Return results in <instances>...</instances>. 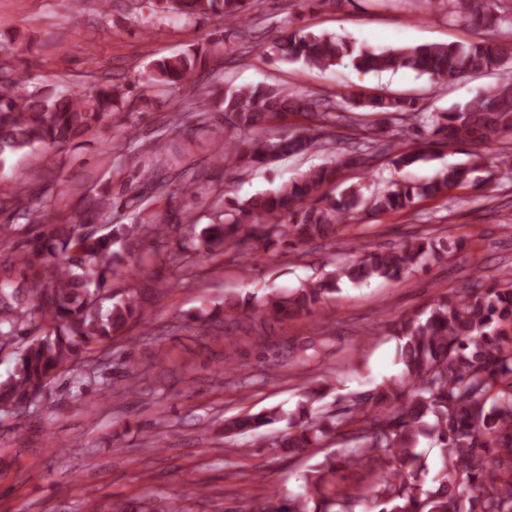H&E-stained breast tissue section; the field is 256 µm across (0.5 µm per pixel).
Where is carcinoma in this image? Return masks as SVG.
Masks as SVG:
<instances>
[{"mask_svg": "<svg viewBox=\"0 0 512 512\" xmlns=\"http://www.w3.org/2000/svg\"><path fill=\"white\" fill-rule=\"evenodd\" d=\"M451 14L486 36L460 44L424 43L374 50L334 35L292 30L273 43L275 56L327 70L345 59L363 73L425 74L434 83H451L469 74L506 71L502 82L470 103L450 112L425 114L416 101L397 95L360 96L347 100L375 119L344 140L345 166L367 165L383 140L391 148L394 168L413 166L434 157L435 146L470 141L496 142L512 135V49L502 38L512 36V0H444ZM251 0H153L157 13L187 20L221 16L235 28L249 15ZM199 50L157 59L141 76L140 97L162 89L174 93L194 75ZM30 78L17 67L0 66V156L37 147L54 148L101 132L120 107L130 87L111 80L89 91L64 95L30 90ZM229 127L248 131L270 128L293 115L305 120L285 135L263 139L227 138L218 160L224 169L241 170L272 163L309 149L325 136L331 119L352 120L344 113L320 112V103L285 88L256 85L225 89L221 102ZM410 119L418 144L406 141ZM116 148L142 150L164 162L168 148L160 141H127ZM336 164L310 169L271 193L243 203L213 209L200 232V218L182 210L163 217L147 215L145 197H117L112 186L102 191L92 217L78 212L69 224L49 221L47 232L27 242L14 262L22 281L0 282V349L16 338L32 339L21 348L15 373L0 381V404L16 410L33 404L43 390L79 355L124 334L128 324L144 319L146 291L137 275L126 271L120 243L141 250L174 227H186L177 252L164 254L172 271L186 277L187 259L222 255L237 244L242 231L253 251L272 261L295 248L336 231V225L358 212L374 219L412 208L418 201L446 195L469 184L471 169L439 170L430 180H395L366 197L350 187L338 197L323 192L336 181ZM131 210L132 224L112 223V209ZM255 224L244 227L248 217ZM111 225L106 235L84 234L80 225ZM436 239L419 237L394 249L366 252L312 280L261 302L224 299V320L238 322L255 309L280 321L310 317L324 296L347 280L401 279L439 258ZM390 336L400 343V374L375 389L347 395L333 408L314 410L328 396L327 381L302 387L288 429L270 445L283 455H302L328 441L336 450L315 462L302 477L301 490L272 491L250 503V512H512V280L472 287L444 296L423 311L389 321ZM282 419L276 408L224 421V436L260 430ZM427 437L438 448L431 480L417 445Z\"/></svg>", "mask_w": 512, "mask_h": 512, "instance_id": "cac0c4a2", "label": "carcinoma"}]
</instances>
